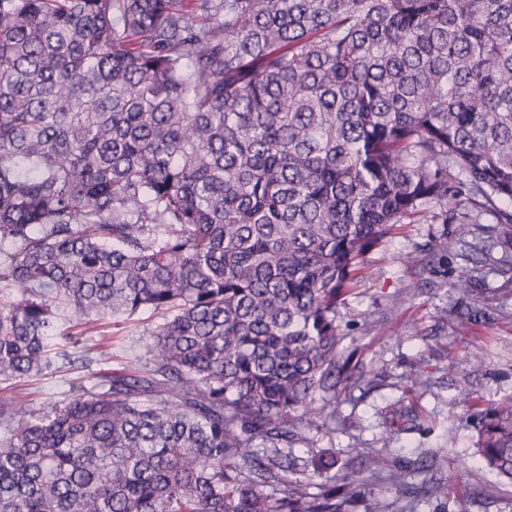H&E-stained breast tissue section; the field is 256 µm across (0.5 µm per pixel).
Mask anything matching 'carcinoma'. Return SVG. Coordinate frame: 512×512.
<instances>
[{
  "instance_id": "1",
  "label": "carcinoma",
  "mask_w": 512,
  "mask_h": 512,
  "mask_svg": "<svg viewBox=\"0 0 512 512\" xmlns=\"http://www.w3.org/2000/svg\"><path fill=\"white\" fill-rule=\"evenodd\" d=\"M431 208L512 227V0H0V383L162 314L142 371L0 398V512L448 499L382 449L285 451L336 428L355 268ZM462 398L512 483V397Z\"/></svg>"
}]
</instances>
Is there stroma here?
<instances>
[{"instance_id":"1","label":"stroma","mask_w":512,"mask_h":512,"mask_svg":"<svg viewBox=\"0 0 512 512\" xmlns=\"http://www.w3.org/2000/svg\"><path fill=\"white\" fill-rule=\"evenodd\" d=\"M511 236L488 215L466 236L456 224L415 216L367 254L355 292L337 314L339 350L355 370L338 387L335 429L312 426L292 442L298 469L320 450L343 459L388 448L403 460L426 461L448 485L447 500L423 499L416 512H512V485L470 467L476 431L462 424L461 398L465 389L484 403L512 395V251L498 246ZM464 266L474 278L470 298L449 291ZM159 321L149 310L104 319L69 345L70 364L0 384V397L47 408L92 384L95 374L130 372L148 360ZM104 341L112 346L108 359L99 356ZM418 373L424 382L416 386Z\"/></svg>"}]
</instances>
